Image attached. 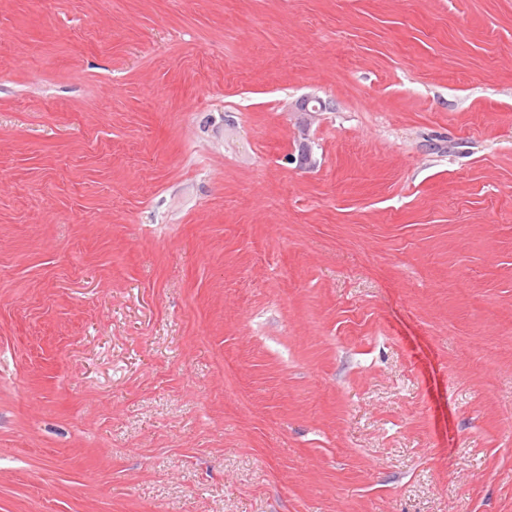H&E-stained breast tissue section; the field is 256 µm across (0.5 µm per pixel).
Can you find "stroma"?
Listing matches in <instances>:
<instances>
[{
    "mask_svg": "<svg viewBox=\"0 0 512 512\" xmlns=\"http://www.w3.org/2000/svg\"><path fill=\"white\" fill-rule=\"evenodd\" d=\"M0 512H512V0H0Z\"/></svg>",
    "mask_w": 512,
    "mask_h": 512,
    "instance_id": "stroma-1",
    "label": "stroma"
}]
</instances>
